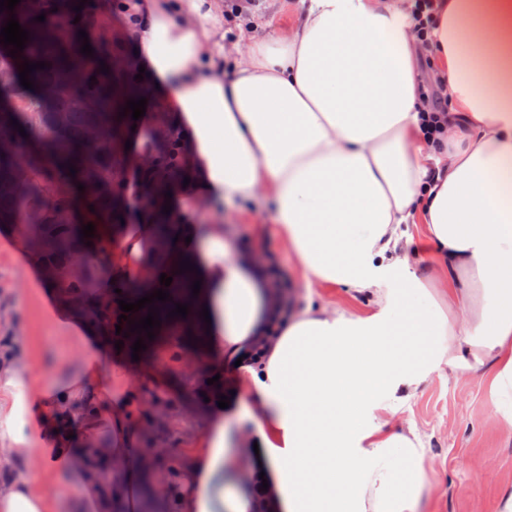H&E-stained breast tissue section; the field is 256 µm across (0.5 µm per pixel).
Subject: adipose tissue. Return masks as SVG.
<instances>
[{
	"mask_svg": "<svg viewBox=\"0 0 512 512\" xmlns=\"http://www.w3.org/2000/svg\"><path fill=\"white\" fill-rule=\"evenodd\" d=\"M227 14L225 0H110L147 108H160L188 186L170 200L175 256L208 310L205 367L246 357L266 333L271 282L224 231V212L273 204L263 231L308 283L369 296L355 315L310 302L281 322L262 369L239 366L277 512H427L416 432L384 430L398 393L442 363L488 369L512 436V0H296L286 23ZM444 80L433 111L419 62ZM142 167L128 169L112 267L143 276L154 249ZM208 205L201 218L196 204ZM424 225L448 284L418 276L401 248ZM403 284L382 291L383 274ZM44 317L71 339L66 375L0 347V512H143V395L130 361L51 292ZM216 416L172 490L176 512H255Z\"/></svg>",
	"mask_w": 512,
	"mask_h": 512,
	"instance_id": "1",
	"label": "adipose tissue"
}]
</instances>
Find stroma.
I'll return each mask as SVG.
<instances>
[{
    "mask_svg": "<svg viewBox=\"0 0 512 512\" xmlns=\"http://www.w3.org/2000/svg\"><path fill=\"white\" fill-rule=\"evenodd\" d=\"M272 221V207H255L252 223L236 224L237 238L249 247L262 245L288 282L290 302H306L301 268L277 240L259 231ZM10 241L0 230V307L18 313L15 351L35 367L65 372L69 343L41 314L42 285L34 279L22 284ZM176 352L175 341L165 340L153 349L150 368L138 372L146 401L139 420L144 442L173 449L171 455H157L147 480L155 512H169L162 490L190 465V450L209 429L214 408L198 389L185 388V362ZM388 421L393 429L415 428L422 438L431 477L430 512H498L502 488L512 485V437L502 429L488 373L441 365Z\"/></svg>",
    "mask_w": 512,
    "mask_h": 512,
    "instance_id": "obj_1",
    "label": "stroma"
}]
</instances>
